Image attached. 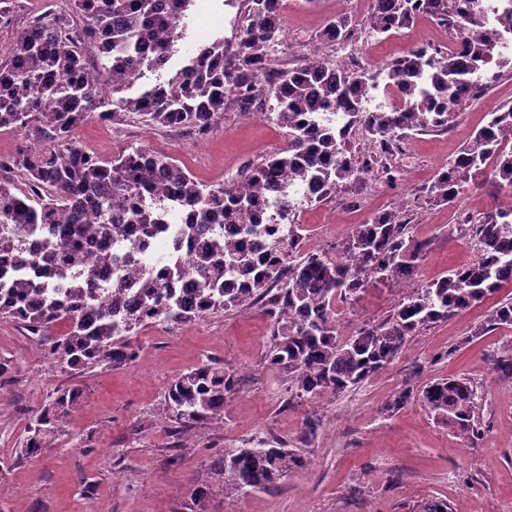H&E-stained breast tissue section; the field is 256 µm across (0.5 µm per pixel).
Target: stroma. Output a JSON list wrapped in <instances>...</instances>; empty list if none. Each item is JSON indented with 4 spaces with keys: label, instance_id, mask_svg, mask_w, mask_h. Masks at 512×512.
<instances>
[{
    "label": "stroma",
    "instance_id": "1",
    "mask_svg": "<svg viewBox=\"0 0 512 512\" xmlns=\"http://www.w3.org/2000/svg\"><path fill=\"white\" fill-rule=\"evenodd\" d=\"M247 0H213L215 18L186 21L185 47L231 39ZM372 0H288L281 10L290 39L281 47L286 67L319 52L336 53L317 37L332 20L366 27ZM431 30L411 23L396 36L369 39L363 61L371 73L412 47L426 44ZM512 101V70L482 104L456 113L447 130L415 134L393 163L397 187L377 180L348 184L299 215L301 250L339 255L354 225L394 206L406 210L410 233L427 250L414 282L426 285L475 259L460 215L490 209V188L471 190L453 204L429 201L434 174L453 159L486 122L496 105ZM79 143L109 158L129 145H146L183 162L201 184L213 187L234 178L244 165L285 147L287 129L267 115L228 108L201 139L169 127H144L91 120ZM402 288L376 284L358 300L338 303L343 336L392 314ZM494 307L486 300L412 336L400 354L358 386L316 399L290 398L266 368L270 320L261 305L221 310L186 324H144L134 338L139 360L96 367L72 376L38 340L11 319L0 317V358L10 360L0 376V506L5 512H422L425 503L446 501L448 512H512V378L495 370L497 352L512 345V325L486 330ZM216 362L240 376L239 391L224 418L176 429L164 415L165 392L177 376ZM463 376L482 395L481 434L456 437L418 396L435 380ZM78 388L83 397L47 439L41 455L24 444L28 425L58 390ZM414 389L405 406L393 409L399 391ZM317 425L304 434L306 422ZM287 443L309 464L263 492L225 496L224 479L208 461L222 447H255L257 440ZM203 485L204 497L191 488Z\"/></svg>",
    "mask_w": 512,
    "mask_h": 512
}]
</instances>
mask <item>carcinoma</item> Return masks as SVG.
I'll use <instances>...</instances> for the list:
<instances>
[{"instance_id": "obj_1", "label": "carcinoma", "mask_w": 512, "mask_h": 512, "mask_svg": "<svg viewBox=\"0 0 512 512\" xmlns=\"http://www.w3.org/2000/svg\"><path fill=\"white\" fill-rule=\"evenodd\" d=\"M194 0H68L61 10L31 16L15 38L9 64L0 66V129L24 132L25 144L0 158V315L44 336L59 324L54 359L73 374L132 363L140 347L130 341L137 327L188 323L211 311L248 309L260 302L272 319L266 360L283 374L285 392L302 399L341 394L388 365L423 328L466 311L512 286V104L487 113L488 120L458 155L433 176L427 193L452 204L469 190L494 187V208L468 216L480 258L440 279L408 285L392 315L343 337L333 303L355 301L383 281H411L427 244L408 235L401 209L375 213L354 226L343 255L295 261L296 213L320 202L343 183L374 173L393 187L400 171L383 161L411 131L445 127L466 92H487L507 61L492 59L502 29L512 31V9L495 0H374L369 23L386 33L407 26L422 12L450 24L462 17L468 31L457 51L418 48L384 65L389 86L406 95L404 111H370L363 93L366 69L336 68L317 55L296 68L274 66L283 22L278 0H249L248 23L234 42L217 39L196 51L168 79L129 94L128 73L163 68L179 51L181 21ZM345 23L320 34L327 46L350 40ZM96 48L93 62L86 48ZM268 107L288 129V147L252 163L225 185L207 188L171 158L147 146H129L109 161L90 157L72 139L88 119L117 122L131 115L148 128L178 122L203 134L231 102ZM364 127L376 154L359 157L347 132ZM23 186L14 184L13 176ZM312 189L300 198L288 186ZM151 190L156 204L137 197ZM277 206L278 222H244L265 203ZM175 223V247L196 243L191 259L171 252L159 276H146L135 293L120 279L108 295L96 288L97 264L82 250L85 232L116 248L113 261L130 264L153 254L155 238ZM139 235L126 239V226ZM239 228L228 234L224 225ZM193 280L185 293L182 283ZM512 325V297L501 299L488 320ZM235 372L203 364L176 377L167 389V418L192 428L224 417V404L239 389ZM82 398L62 391L36 415L26 448L38 451L42 436ZM434 416L464 439L480 434L481 398L467 378L439 379L422 390ZM307 461L280 448H223L209 461L224 477V495L249 487L268 489Z\"/></svg>"}]
</instances>
